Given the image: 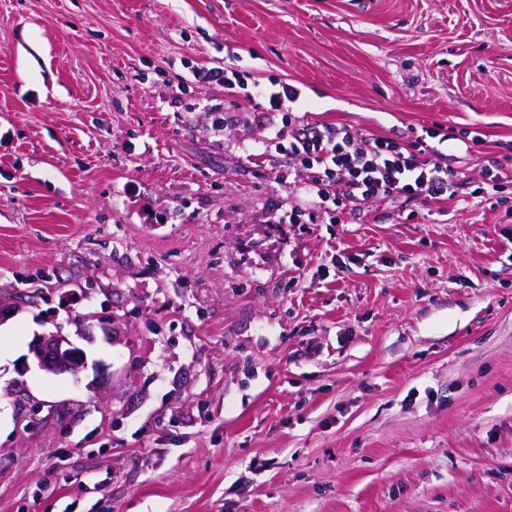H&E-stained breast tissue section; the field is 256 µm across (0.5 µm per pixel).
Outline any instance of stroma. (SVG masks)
I'll use <instances>...</instances> for the list:
<instances>
[{"instance_id": "35a3bbf8", "label": "stroma", "mask_w": 512, "mask_h": 512, "mask_svg": "<svg viewBox=\"0 0 512 512\" xmlns=\"http://www.w3.org/2000/svg\"><path fill=\"white\" fill-rule=\"evenodd\" d=\"M228 60L512 170V0H0V512H512V183L273 223ZM29 353L37 365L53 374L77 377L84 365L80 350L59 335L38 336L29 346Z\"/></svg>"}]
</instances>
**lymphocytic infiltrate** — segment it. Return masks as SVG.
<instances>
[{"label": "lymphocytic infiltrate", "mask_w": 512, "mask_h": 512, "mask_svg": "<svg viewBox=\"0 0 512 512\" xmlns=\"http://www.w3.org/2000/svg\"><path fill=\"white\" fill-rule=\"evenodd\" d=\"M195 77L203 83L222 82L228 94L261 99L265 111L287 116V127L267 138L263 153L304 170L305 198L288 212L274 215L275 223L300 224L306 214L320 213L329 223L341 224L346 212L369 203L441 201L459 194L456 172L448 168L444 152L433 144L440 129H426L424 139L406 144L364 134L347 124L327 126L301 120L294 111L300 99L297 87L283 82L268 88L247 83L229 64L198 70Z\"/></svg>", "instance_id": "obj_1"}]
</instances>
